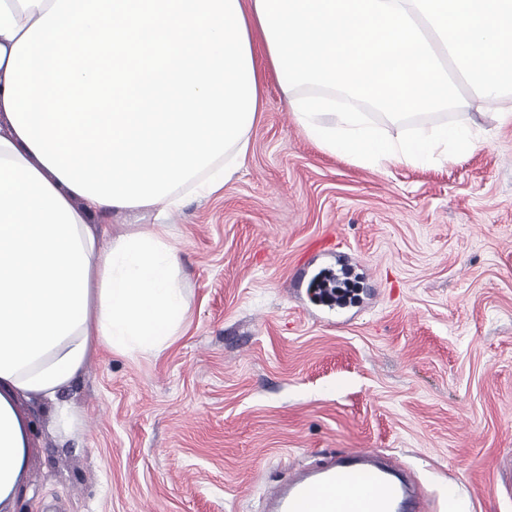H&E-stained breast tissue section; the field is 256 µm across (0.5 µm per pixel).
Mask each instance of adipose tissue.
Returning a JSON list of instances; mask_svg holds the SVG:
<instances>
[{"label": "adipose tissue", "instance_id": "ef3b65f1", "mask_svg": "<svg viewBox=\"0 0 512 512\" xmlns=\"http://www.w3.org/2000/svg\"><path fill=\"white\" fill-rule=\"evenodd\" d=\"M274 71L295 123L369 168L477 149L464 122L380 119L484 104L512 122V0H0V512L35 453L20 401L102 349L161 352L188 317L165 224L244 162ZM155 212H113L107 220L108 224H112L115 231L125 229L128 224H152L154 222Z\"/></svg>", "mask_w": 512, "mask_h": 512}]
</instances>
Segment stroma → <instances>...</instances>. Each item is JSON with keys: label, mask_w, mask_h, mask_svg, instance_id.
Returning <instances> with one entry per match:
<instances>
[{"label": "stroma", "mask_w": 512, "mask_h": 512, "mask_svg": "<svg viewBox=\"0 0 512 512\" xmlns=\"http://www.w3.org/2000/svg\"><path fill=\"white\" fill-rule=\"evenodd\" d=\"M262 99L244 165L168 219L185 326L157 354L98 352L62 394L70 432L27 403L9 512H265L288 474L360 448L435 512H512V123L416 114L474 119L482 143L372 169L311 141L275 75ZM324 238L367 272L344 309L293 292Z\"/></svg>", "instance_id": "35a3bbf8"}]
</instances>
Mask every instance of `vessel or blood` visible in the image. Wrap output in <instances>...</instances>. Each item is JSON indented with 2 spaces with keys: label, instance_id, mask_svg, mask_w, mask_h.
Masks as SVG:
<instances>
[{
  "label": "vessel or blood",
  "instance_id": "obj_1",
  "mask_svg": "<svg viewBox=\"0 0 512 512\" xmlns=\"http://www.w3.org/2000/svg\"><path fill=\"white\" fill-rule=\"evenodd\" d=\"M268 512H427L396 460L368 449L343 453L274 489Z\"/></svg>",
  "mask_w": 512,
  "mask_h": 512
}]
</instances>
